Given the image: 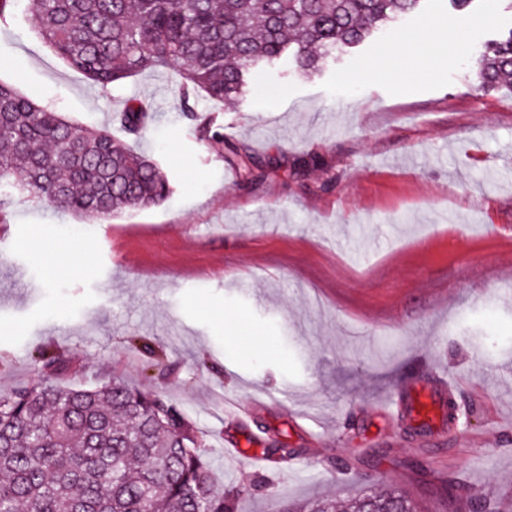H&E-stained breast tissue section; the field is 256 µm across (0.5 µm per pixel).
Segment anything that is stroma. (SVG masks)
I'll use <instances>...</instances> for the list:
<instances>
[{
	"label": "stroma",
	"mask_w": 512,
	"mask_h": 512,
	"mask_svg": "<svg viewBox=\"0 0 512 512\" xmlns=\"http://www.w3.org/2000/svg\"><path fill=\"white\" fill-rule=\"evenodd\" d=\"M430 23L463 46L339 88L397 33ZM511 31L506 0L472 13L426 0L321 75L262 76L244 102L202 97L190 118L174 68L97 87L15 0L0 17V81L117 136L116 112L151 103L152 123L128 142L172 195L108 224L0 197L12 227L0 238V393L34 381L43 350L69 363L56 383L160 392L202 433L217 487L260 481L237 512L392 484L440 512L453 476L512 512V91L472 87L479 51ZM207 127L223 139H204ZM442 379L465 410L452 431L384 419L396 389ZM232 440L301 454L244 467L224 455Z\"/></svg>",
	"instance_id": "35a3bbf8"
}]
</instances>
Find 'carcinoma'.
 Masks as SVG:
<instances>
[{"label": "carcinoma", "mask_w": 512, "mask_h": 512, "mask_svg": "<svg viewBox=\"0 0 512 512\" xmlns=\"http://www.w3.org/2000/svg\"><path fill=\"white\" fill-rule=\"evenodd\" d=\"M44 42L69 66L107 87L171 66L184 110L203 94L243 99L253 78L312 74L424 0H28ZM479 86L512 77V31L475 60ZM149 119L127 103L116 121L129 135ZM24 189L86 219L164 203L171 185L151 157L107 128H82L0 82V190ZM299 448L277 441L276 463ZM200 432L184 411L148 389L112 383L81 389L40 380L0 394V512H235L250 488L215 486ZM452 512H499L448 481ZM420 512L401 489L326 498L282 512Z\"/></svg>", "instance_id": "1"}]
</instances>
